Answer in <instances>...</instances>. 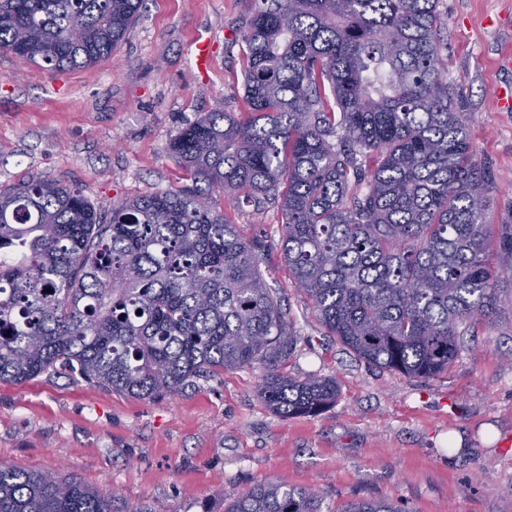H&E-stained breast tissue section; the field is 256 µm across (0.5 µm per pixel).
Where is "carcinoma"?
Segmentation results:
<instances>
[{"mask_svg":"<svg viewBox=\"0 0 512 512\" xmlns=\"http://www.w3.org/2000/svg\"><path fill=\"white\" fill-rule=\"evenodd\" d=\"M143 0H0V53L47 71L112 56ZM439 0H250L243 114L219 103L169 144L193 186L102 210L32 175L0 188V382L77 374L155 399L258 365L281 416L336 401L284 372L300 340L256 246L215 191L285 217L282 259L327 331L382 369L433 379L480 324L512 326V224L486 221L495 177L452 107ZM0 512H112L75 479L0 465ZM224 512H406L255 487Z\"/></svg>","mask_w":512,"mask_h":512,"instance_id":"carcinoma-1","label":"carcinoma"}]
</instances>
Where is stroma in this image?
<instances>
[{
	"label": "stroma",
	"instance_id": "1",
	"mask_svg": "<svg viewBox=\"0 0 512 512\" xmlns=\"http://www.w3.org/2000/svg\"><path fill=\"white\" fill-rule=\"evenodd\" d=\"M248 0H144L123 45L95 66L50 72L0 55V187L38 174L79 187L95 206L189 185L169 154L179 129L217 100L242 111L239 35ZM448 83L477 159L496 177L487 214L512 222V0H440ZM214 43L209 75L194 37ZM216 204L256 241L267 284L302 340L288 374L335 377L336 402L281 417L259 396L256 367L198 378L175 395L130 397L67 374L0 383V463L115 493L112 512H224L258 484L313 488L330 507L388 499L410 512H512V331L479 328L433 380L380 370L327 336L282 262L277 202ZM498 442H486L482 427ZM466 435L460 452L450 433Z\"/></svg>",
	"mask_w": 512,
	"mask_h": 512
}]
</instances>
